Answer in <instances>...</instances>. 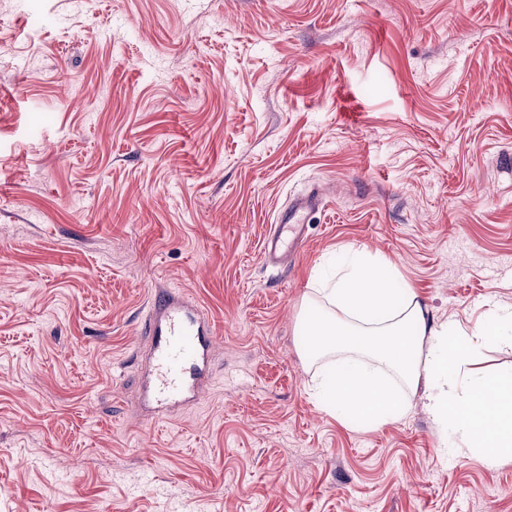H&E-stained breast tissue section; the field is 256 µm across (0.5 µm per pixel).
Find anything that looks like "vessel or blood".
I'll list each match as a JSON object with an SVG mask.
<instances>
[{
  "label": "vessel or blood",
  "instance_id": "obj_1",
  "mask_svg": "<svg viewBox=\"0 0 512 512\" xmlns=\"http://www.w3.org/2000/svg\"><path fill=\"white\" fill-rule=\"evenodd\" d=\"M324 205L319 190L294 197L277 215L276 229L264 244L267 264L290 259L305 239L309 213ZM149 367L141 379L145 401L156 407L175 408L198 402L211 374L214 334L205 312L195 300L166 294L152 308Z\"/></svg>",
  "mask_w": 512,
  "mask_h": 512
}]
</instances>
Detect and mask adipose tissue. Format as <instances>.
I'll return each mask as SVG.
<instances>
[{
	"instance_id": "1",
	"label": "adipose tissue",
	"mask_w": 512,
	"mask_h": 512,
	"mask_svg": "<svg viewBox=\"0 0 512 512\" xmlns=\"http://www.w3.org/2000/svg\"><path fill=\"white\" fill-rule=\"evenodd\" d=\"M323 306L307 307V354L325 360L316 388L324 408L350 425L378 427L405 406L388 384L423 388L435 420L485 449L495 465L512 459V374L458 379L469 352L512 336V308L490 309L484 324L463 331L452 323L431 329L413 289L388 263L357 254L343 274L317 286ZM431 334L421 348L420 332Z\"/></svg>"
}]
</instances>
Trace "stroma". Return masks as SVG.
I'll return each mask as SVG.
<instances>
[{"label":"stroma","mask_w":512,"mask_h":512,"mask_svg":"<svg viewBox=\"0 0 512 512\" xmlns=\"http://www.w3.org/2000/svg\"><path fill=\"white\" fill-rule=\"evenodd\" d=\"M0 37V512H512V460L422 392L378 428L325 412L300 323L359 250L428 326L512 307V0H0ZM166 290L217 345L156 417ZM324 206L322 193L312 191L294 197L277 215V228L266 237L264 258L267 264H281L290 259L305 239L309 213Z\"/></svg>","instance_id":"stroma-1"}]
</instances>
